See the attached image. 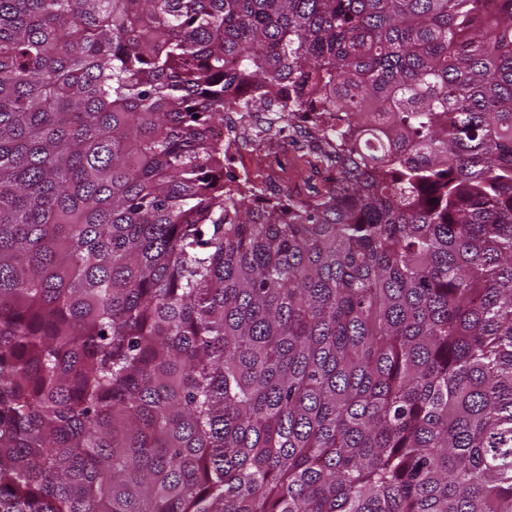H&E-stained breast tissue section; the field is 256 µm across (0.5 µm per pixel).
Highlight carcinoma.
<instances>
[{
    "instance_id": "obj_1",
    "label": "carcinoma",
    "mask_w": 512,
    "mask_h": 512,
    "mask_svg": "<svg viewBox=\"0 0 512 512\" xmlns=\"http://www.w3.org/2000/svg\"><path fill=\"white\" fill-rule=\"evenodd\" d=\"M0 0V512H512V0ZM342 115L308 200L226 112Z\"/></svg>"
}]
</instances>
